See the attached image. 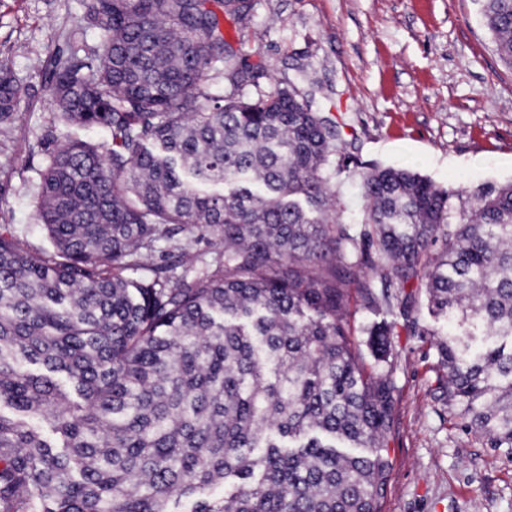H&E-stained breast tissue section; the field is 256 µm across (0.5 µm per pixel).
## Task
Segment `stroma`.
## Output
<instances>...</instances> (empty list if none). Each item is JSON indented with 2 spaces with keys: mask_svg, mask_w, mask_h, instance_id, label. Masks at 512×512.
Masks as SVG:
<instances>
[{
  "mask_svg": "<svg viewBox=\"0 0 512 512\" xmlns=\"http://www.w3.org/2000/svg\"><path fill=\"white\" fill-rule=\"evenodd\" d=\"M224 35L260 89L303 75L302 87L341 129L346 166L333 180L357 209L360 167H410L468 191L512 182V67L496 54L478 0H252ZM99 30L86 0H0V60L20 93L0 124V233L39 251L37 171L53 127L51 60ZM397 328L390 487L382 512H512V455L464 427L437 383L433 333L445 321L417 301Z\"/></svg>",
  "mask_w": 512,
  "mask_h": 512,
  "instance_id": "35a3bbf8",
  "label": "stroma"
}]
</instances>
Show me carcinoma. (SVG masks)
Wrapping results in <instances>:
<instances>
[{
    "label": "carcinoma",
    "instance_id": "carcinoma-1",
    "mask_svg": "<svg viewBox=\"0 0 512 512\" xmlns=\"http://www.w3.org/2000/svg\"><path fill=\"white\" fill-rule=\"evenodd\" d=\"M479 2L512 65V0ZM87 9L98 44L53 65L63 131L35 201L52 252L0 234V512H382L397 321L346 312L409 321L393 284L456 322L433 343L448 403L512 452V183L470 196L375 166L338 211V125L295 80L245 95L206 0ZM18 95L0 64V124ZM190 226L217 233L211 258ZM161 239L177 276L145 264Z\"/></svg>",
    "mask_w": 512,
    "mask_h": 512
}]
</instances>
